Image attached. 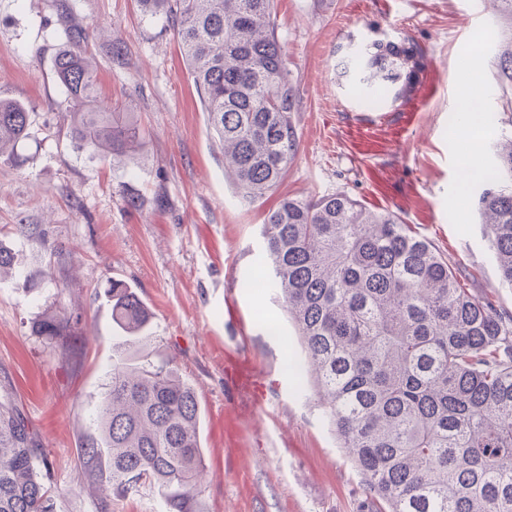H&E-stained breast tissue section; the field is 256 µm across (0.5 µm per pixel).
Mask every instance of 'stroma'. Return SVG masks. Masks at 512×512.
Here are the masks:
<instances>
[{
  "label": "stroma",
  "mask_w": 512,
  "mask_h": 512,
  "mask_svg": "<svg viewBox=\"0 0 512 512\" xmlns=\"http://www.w3.org/2000/svg\"><path fill=\"white\" fill-rule=\"evenodd\" d=\"M275 24L298 90L299 150L251 203L224 171L174 19L144 15L138 0H0V98L31 114L18 163L0 159V248L18 266L0 277V381L51 461L54 512L162 510L152 489L103 502L78 452L112 371L111 278L153 313L152 340L131 354L172 359L198 396L207 512H368L316 385L287 366L304 352L277 289L241 286L264 274L261 224L282 197L344 191L395 213L473 295L512 314L468 177L469 161L492 166L512 130L491 66L512 31L489 0H275ZM75 29L83 41L70 40ZM375 42L422 52L413 121L405 101L371 107L351 92L344 66ZM63 47L94 66L101 100L135 113L143 142L122 161L73 150L53 66ZM468 90L485 121L463 135L454 104ZM47 309L80 322L67 359L32 330ZM237 353L256 366L260 403L224 380Z\"/></svg>",
  "instance_id": "1"
}]
</instances>
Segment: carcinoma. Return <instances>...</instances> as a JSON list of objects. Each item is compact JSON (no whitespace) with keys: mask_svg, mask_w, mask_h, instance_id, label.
<instances>
[{"mask_svg":"<svg viewBox=\"0 0 512 512\" xmlns=\"http://www.w3.org/2000/svg\"><path fill=\"white\" fill-rule=\"evenodd\" d=\"M150 16L177 22L189 73L209 128L240 196L274 190L295 159L297 88L275 31L274 0H139ZM365 95L404 98L417 67L414 51L375 42ZM512 92V33L492 61ZM74 148L120 160L142 135L135 114L98 100L89 64L59 51ZM30 113L0 100V157L27 134ZM512 135L477 181L475 204L503 284L512 287ZM274 286L297 329L337 439L362 475L378 512H512V315L471 294L454 268L392 212L371 210L345 192L283 198L261 227ZM105 295L120 333L112 375L96 411V433L80 448L107 468L101 494L157 490L165 512H205L202 410L197 394L166 360L133 361L130 345L148 341L152 312L129 284L108 281ZM34 332L70 352L71 322L44 311ZM0 399V512H51L43 471L48 455L33 443L28 417Z\"/></svg>","mask_w":512,"mask_h":512,"instance_id":"cac0c4a2","label":"carcinoma"}]
</instances>
